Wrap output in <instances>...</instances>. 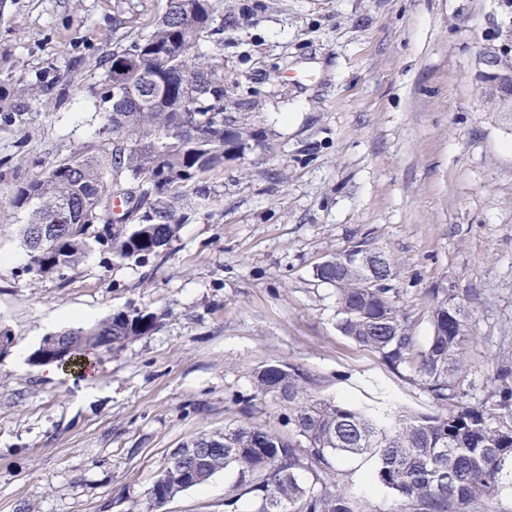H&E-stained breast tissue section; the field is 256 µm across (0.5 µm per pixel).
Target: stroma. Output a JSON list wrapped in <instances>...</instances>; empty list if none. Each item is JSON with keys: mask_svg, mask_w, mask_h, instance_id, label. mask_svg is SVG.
<instances>
[{"mask_svg": "<svg viewBox=\"0 0 512 512\" xmlns=\"http://www.w3.org/2000/svg\"><path fill=\"white\" fill-rule=\"evenodd\" d=\"M167 0H0V73L55 81L50 111L0 117V512H126L175 448L251 420L287 434L273 400L246 398L287 361L316 393L374 415L430 412L408 367L343 335L336 291L315 266L380 249L417 345L451 300L475 342L469 400L492 391L512 351V121L485 101L480 58L512 62V0H216L226 112L253 138L209 174L169 258L116 265L92 249L64 277L27 272L9 200L80 147L101 146L100 67L126 23L149 28ZM159 328L87 367L46 377L29 355L49 334L127 308ZM368 457L339 465L371 512L395 502ZM231 472L161 512H224Z\"/></svg>", "mask_w": 512, "mask_h": 512, "instance_id": "stroma-1", "label": "stroma"}]
</instances>
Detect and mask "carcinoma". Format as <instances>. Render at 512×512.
<instances>
[{"mask_svg":"<svg viewBox=\"0 0 512 512\" xmlns=\"http://www.w3.org/2000/svg\"><path fill=\"white\" fill-rule=\"evenodd\" d=\"M213 0H168L166 13L150 32L129 34L117 44L100 77L99 130L109 148L83 149L46 174L19 185L11 204L27 214L21 236L28 270L64 276L101 245L95 233L112 200L121 215L106 241L115 264L146 266L167 257L187 214L207 205L201 186L207 174L224 167V127L230 142L249 146L250 131L224 116V62L211 41ZM55 82L17 84L12 96L47 111ZM195 94L194 129L185 131L182 106ZM71 223L44 249L32 243V228L50 223L62 205ZM336 255L314 270L336 288L339 330L379 353L391 366H411L433 400L430 413H400L382 423L374 415L315 395V381L298 365L275 362L254 375V398H269L285 410L288 436L254 422L224 429L221 438L201 434L194 458L174 460L159 474L166 493L207 483L232 470L236 481L224 498L225 512H371L336 479L338 463L349 456L376 460L372 482L395 496L392 512H483V505L512 476V356L501 365L487 401L467 402L474 342L461 307L442 300L432 310V332L423 350L390 287L391 261L369 272ZM161 316L142 309L120 310L101 322L56 335L82 348L97 344L120 349L148 336Z\"/></svg>","mask_w":512,"mask_h":512,"instance_id":"obj_1","label":"carcinoma"}]
</instances>
